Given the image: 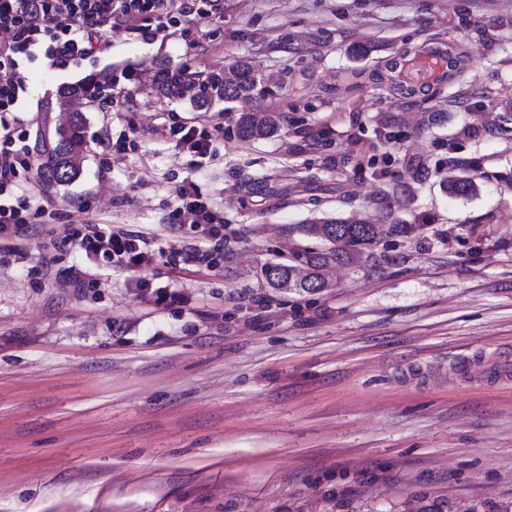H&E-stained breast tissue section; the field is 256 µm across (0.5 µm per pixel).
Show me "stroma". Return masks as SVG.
Returning a JSON list of instances; mask_svg holds the SVG:
<instances>
[{"label":"stroma","instance_id":"35a3bbf8","mask_svg":"<svg viewBox=\"0 0 512 512\" xmlns=\"http://www.w3.org/2000/svg\"><path fill=\"white\" fill-rule=\"evenodd\" d=\"M106 52L60 71L21 75L45 111H27L29 144L42 157L62 107L60 86L93 75L126 87L129 113L93 108L80 177L22 186L60 211L179 246L168 226L176 187L195 180L224 217L223 261L197 272L155 264L146 278L187 300L156 306L135 296L134 272L101 268L80 293L55 278L0 263V512H452L512 507V380L488 362L512 347V0H224V19L182 38L138 42L112 31ZM444 42L463 72L423 105L377 89L400 50ZM354 43L368 58L348 55ZM249 58L318 135L287 152L290 131L238 139L223 104L159 102L147 69L193 70ZM495 92L481 98L483 89ZM220 124L217 156L191 167L163 131L167 112ZM442 112V125L428 116ZM388 129L390 138L379 142ZM133 134L125 156L109 143ZM378 143L375 168L408 186L392 209L370 171L333 181L329 156ZM421 157L430 177L407 167ZM477 169L480 191L451 199L439 188L449 161ZM290 169L274 197L248 194L243 177ZM333 216L380 225L372 260L330 269L316 294H280L254 275L288 256V227ZM423 233L388 234L393 219ZM467 362L481 382L456 378Z\"/></svg>","mask_w":512,"mask_h":512}]
</instances>
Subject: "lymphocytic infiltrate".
<instances>
[{"label":"lymphocytic infiltrate","mask_w":512,"mask_h":512,"mask_svg":"<svg viewBox=\"0 0 512 512\" xmlns=\"http://www.w3.org/2000/svg\"><path fill=\"white\" fill-rule=\"evenodd\" d=\"M223 15L224 0H0V251L15 263H30L26 241L33 225H43L49 247L70 246L85 255L86 265L55 272L64 285L82 292L98 287L103 266L137 274L160 262L195 272L210 261V254L196 243L169 251L143 233L93 223L84 204L64 215L35 205L19 188L21 176L34 163L30 132L21 117L34 97L20 71L42 59L64 70L105 51L103 32L108 26L123 29L132 38L171 39L187 34L190 25ZM168 133L190 166L202 168L213 159L208 126L175 120ZM168 222L178 229H194L199 239L224 242V219L195 182L176 187Z\"/></svg>","instance_id":"lymphocytic-infiltrate-1"}]
</instances>
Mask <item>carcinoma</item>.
I'll return each instance as SVG.
<instances>
[{"instance_id": "1", "label": "carcinoma", "mask_w": 512, "mask_h": 512, "mask_svg": "<svg viewBox=\"0 0 512 512\" xmlns=\"http://www.w3.org/2000/svg\"><path fill=\"white\" fill-rule=\"evenodd\" d=\"M233 77L228 78L222 69L191 72L186 68L170 70L159 65L152 70L149 90L157 99H180L186 89L194 90L192 105L208 108L216 102L228 104L227 111L235 105L245 104L256 97L276 96L275 86L258 74L246 58L232 64ZM394 93L403 99L427 101L435 86L423 82L417 86H404L396 78H390ZM58 99L74 106L55 129V142L44 151L37 174L48 186L69 184L76 180L82 168L83 157L79 148L84 141L87 117L83 108H92L100 100L112 98V86L103 85L93 77L64 85L57 91ZM288 126V113L241 112L237 117L238 136L247 142L268 140L281 135ZM361 158L343 155L328 159V165L336 176L347 175V169L358 165ZM288 177V171H273L260 178L250 177L245 187L251 194L272 196L279 192L278 182ZM480 176L470 173L463 166H455L453 174L442 180L441 188L454 197H469L479 190ZM299 234L317 238L325 248L318 252H300L289 249L291 257L305 265V273L295 264L265 262L257 267L256 277L265 287L280 293L314 294L328 287L323 270L333 264L355 262L367 258L377 243V231L373 224L352 222L344 218L320 217L304 224L288 228V239Z\"/></svg>"}]
</instances>
